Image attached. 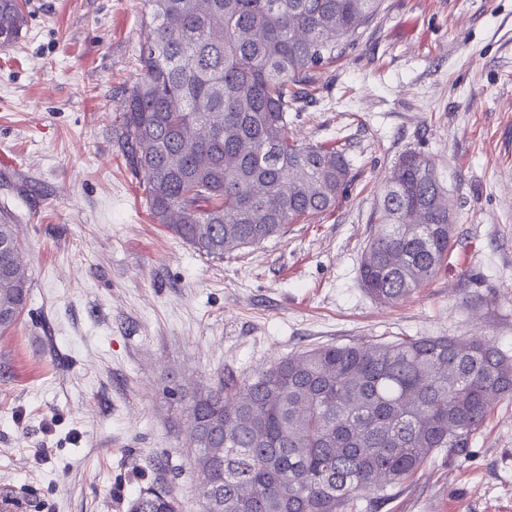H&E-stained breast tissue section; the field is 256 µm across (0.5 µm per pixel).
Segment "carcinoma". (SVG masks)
Listing matches in <instances>:
<instances>
[{
  "label": "carcinoma",
  "mask_w": 512,
  "mask_h": 512,
  "mask_svg": "<svg viewBox=\"0 0 512 512\" xmlns=\"http://www.w3.org/2000/svg\"><path fill=\"white\" fill-rule=\"evenodd\" d=\"M153 37L121 102L127 164L147 176L153 219L222 258L336 208L343 150L298 144L288 112L309 72L336 62L383 0H149ZM27 0H0V47ZM447 189L407 152L391 169L359 279L391 306L448 257ZM30 275L0 215V331L27 305ZM512 398V357L480 336H415L303 348L244 382L180 396L204 512H356L378 505L435 455L462 454ZM130 512H181L150 483Z\"/></svg>",
  "instance_id": "1"
}]
</instances>
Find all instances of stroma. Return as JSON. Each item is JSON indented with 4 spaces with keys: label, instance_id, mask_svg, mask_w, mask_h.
Returning <instances> with one entry per match:
<instances>
[{
    "label": "stroma",
    "instance_id": "obj_1",
    "mask_svg": "<svg viewBox=\"0 0 512 512\" xmlns=\"http://www.w3.org/2000/svg\"><path fill=\"white\" fill-rule=\"evenodd\" d=\"M149 9L28 0L21 40L0 48V210L31 276L0 334V499L15 512H129L152 482L203 512L177 393L305 347L482 336L512 356V0H385L288 114L292 140L344 149L346 197L221 259L152 219L116 133ZM407 151L447 186L455 243L435 277L383 306L358 266ZM380 512H512V398Z\"/></svg>",
    "mask_w": 512,
    "mask_h": 512
}]
</instances>
